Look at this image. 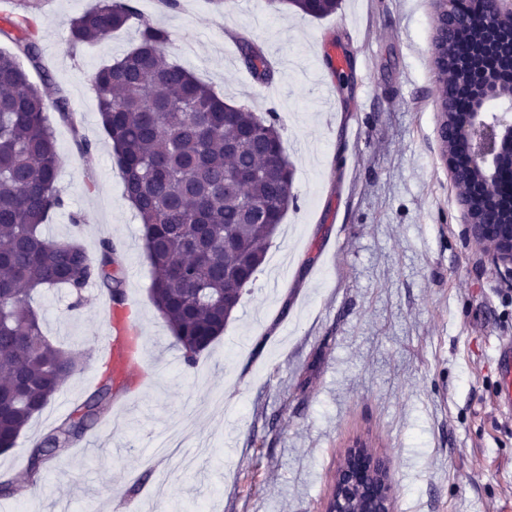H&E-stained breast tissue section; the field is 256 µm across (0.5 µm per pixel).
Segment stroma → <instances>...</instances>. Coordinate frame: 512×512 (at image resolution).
Segmentation results:
<instances>
[{
	"label": "stroma",
	"instance_id": "stroma-1",
	"mask_svg": "<svg viewBox=\"0 0 512 512\" xmlns=\"http://www.w3.org/2000/svg\"><path fill=\"white\" fill-rule=\"evenodd\" d=\"M95 3L0 0V48L29 27L42 49L31 81L48 71L46 95L68 100L70 120L49 115L64 206L44 231L94 258L112 241L144 352L132 387L29 487L30 448L97 388L111 334L103 285L35 295L45 336L82 368L0 454V481L20 488L0 512H323L357 438L388 462L395 512H512L499 396L512 280L463 236L439 147L430 0H341L324 18L266 0H136L169 32V56L225 102L278 113L293 168L284 231L191 369L153 304L143 229L93 105V74L137 44L138 26L70 45L71 19ZM238 29L278 62L272 83L242 65ZM328 43L349 75L330 112Z\"/></svg>",
	"mask_w": 512,
	"mask_h": 512
}]
</instances>
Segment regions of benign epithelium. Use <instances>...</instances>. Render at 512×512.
<instances>
[{
  "label": "benign epithelium",
  "mask_w": 512,
  "mask_h": 512,
  "mask_svg": "<svg viewBox=\"0 0 512 512\" xmlns=\"http://www.w3.org/2000/svg\"><path fill=\"white\" fill-rule=\"evenodd\" d=\"M434 0L435 39L475 25L495 36L508 31L512 43V0ZM476 64L464 120L440 113V150L456 189L466 235L480 241L484 256L512 276V81L490 77ZM326 512H394V491L385 460L362 442L348 448L336 471Z\"/></svg>",
  "instance_id": "obj_1"
}]
</instances>
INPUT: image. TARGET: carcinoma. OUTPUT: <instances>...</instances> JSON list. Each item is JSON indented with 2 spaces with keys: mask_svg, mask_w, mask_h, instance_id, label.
<instances>
[{
  "mask_svg": "<svg viewBox=\"0 0 512 512\" xmlns=\"http://www.w3.org/2000/svg\"><path fill=\"white\" fill-rule=\"evenodd\" d=\"M287 2L320 18L337 0ZM139 21L137 45L101 68L92 83L101 125L112 142L127 199L138 212L152 268V298L191 367L224 331V287L246 288L239 272L254 274L265 244L295 197L284 173L288 161L276 113L264 117L226 103L187 68L169 58V32L142 19L134 0H99L71 23L72 44L100 41ZM15 46L0 50V452L10 451L29 420L81 367V358L44 336L33 294L63 285L75 294L99 282L111 302L125 304L112 272L115 249L101 246L93 260L74 238H47L42 227L64 206L57 186L59 155L40 87L19 58L39 68L40 48L28 29L6 34ZM482 32L455 31L450 51L456 71L440 85L455 106L469 85L470 60ZM245 67L269 83L274 69L263 50L238 40ZM236 241L224 250V236ZM114 392L112 367L100 386L65 422L46 433L28 458L30 483L81 440L101 418Z\"/></svg>",
  "mask_w": 512,
  "mask_h": 512,
  "instance_id": "cac0c4a2",
  "label": "carcinoma"
}]
</instances>
